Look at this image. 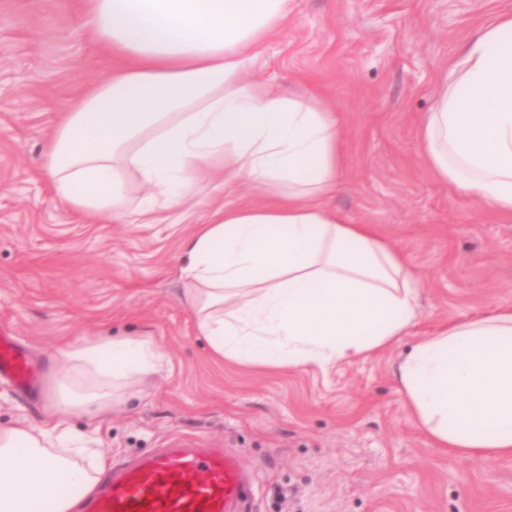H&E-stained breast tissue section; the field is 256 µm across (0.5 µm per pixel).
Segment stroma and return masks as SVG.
<instances>
[{
  "label": "stroma",
  "mask_w": 512,
  "mask_h": 512,
  "mask_svg": "<svg viewBox=\"0 0 512 512\" xmlns=\"http://www.w3.org/2000/svg\"><path fill=\"white\" fill-rule=\"evenodd\" d=\"M506 12L512 0H295L261 75L333 108L345 161L329 204L400 251L419 313L366 357L295 367L218 356L184 300L182 242L223 195L188 196L158 224L56 202L46 144L109 61L77 0H0V327L40 375L29 391L0 380V426L44 420L58 349L140 336L163 353L162 370L99 419H69L107 465L179 443L238 455L256 512H512V457L438 447L396 379L422 337L512 309V220L435 179L417 137L449 65Z\"/></svg>",
  "instance_id": "obj_1"
}]
</instances>
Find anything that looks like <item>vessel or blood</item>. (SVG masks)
I'll return each instance as SVG.
<instances>
[{
    "instance_id": "1",
    "label": "vessel or blood",
    "mask_w": 512,
    "mask_h": 512,
    "mask_svg": "<svg viewBox=\"0 0 512 512\" xmlns=\"http://www.w3.org/2000/svg\"><path fill=\"white\" fill-rule=\"evenodd\" d=\"M24 359L0 338V378L23 381ZM251 484L239 459L206 448H166L113 471L87 498L86 512H251Z\"/></svg>"
}]
</instances>
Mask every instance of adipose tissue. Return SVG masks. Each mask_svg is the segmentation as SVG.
I'll use <instances>...</instances> for the list:
<instances>
[{
    "instance_id": "ef3b65f1",
    "label": "adipose tissue",
    "mask_w": 512,
    "mask_h": 512,
    "mask_svg": "<svg viewBox=\"0 0 512 512\" xmlns=\"http://www.w3.org/2000/svg\"><path fill=\"white\" fill-rule=\"evenodd\" d=\"M294 2L80 0L86 34L116 64L64 114L43 158L56 199L89 216L153 220L203 189L254 196L214 209L180 258L200 333L251 365L364 357L418 317L400 252L326 205L345 153L327 101L253 75ZM418 139L437 179L512 219V13L449 68ZM132 174L146 189L135 202ZM162 359L136 336L55 354L44 422L0 426V512H80L104 465H81L69 417L110 411ZM397 380L439 447L512 455V309L424 337Z\"/></svg>"
}]
</instances>
